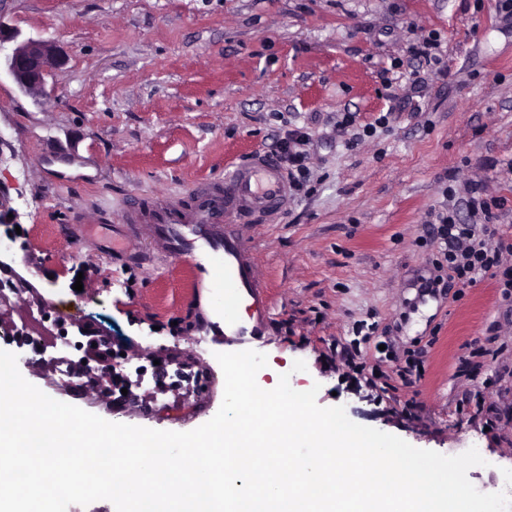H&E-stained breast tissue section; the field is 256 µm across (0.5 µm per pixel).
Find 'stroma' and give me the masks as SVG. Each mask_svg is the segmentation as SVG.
<instances>
[{
	"instance_id": "35a3bbf8",
	"label": "stroma",
	"mask_w": 512,
	"mask_h": 512,
	"mask_svg": "<svg viewBox=\"0 0 512 512\" xmlns=\"http://www.w3.org/2000/svg\"><path fill=\"white\" fill-rule=\"evenodd\" d=\"M0 21L66 55L41 93L0 78V185L21 229L0 259L30 284L0 300V350L27 381L111 422L209 421L227 343L200 337L186 273L148 242L131 256L112 228L131 196L183 197L297 129L311 139L306 186L250 231L271 302L251 345L267 356L258 384L287 372L320 406L414 447L481 448L468 478L494 491L512 470V298L490 276L425 289L436 248L415 240L469 181L506 199L498 228L512 236L499 0H0ZM432 32L441 63L407 66L409 43ZM346 112L391 118L353 144L336 126ZM21 325L40 355L15 338ZM83 326L112 339L122 408L56 381V338ZM184 369L196 386L175 383Z\"/></svg>"
}]
</instances>
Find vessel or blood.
Masks as SVG:
<instances>
[{"label":"vessel or blood","mask_w":512,"mask_h":512,"mask_svg":"<svg viewBox=\"0 0 512 512\" xmlns=\"http://www.w3.org/2000/svg\"><path fill=\"white\" fill-rule=\"evenodd\" d=\"M290 197L282 168L260 151L223 179L197 184L189 199L132 197L123 212L128 245L147 239L185 265L211 316L201 330L234 341L264 335L270 306L248 227L275 218Z\"/></svg>","instance_id":"1"}]
</instances>
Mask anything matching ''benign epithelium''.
I'll list each match as a JSON object with an SVG mask.
<instances>
[{"instance_id":"benign-epithelium-1","label":"benign epithelium","mask_w":512,"mask_h":512,"mask_svg":"<svg viewBox=\"0 0 512 512\" xmlns=\"http://www.w3.org/2000/svg\"><path fill=\"white\" fill-rule=\"evenodd\" d=\"M20 33L0 22V74L8 75L20 91L44 89L45 76L65 62L58 46L44 39H19Z\"/></svg>"}]
</instances>
